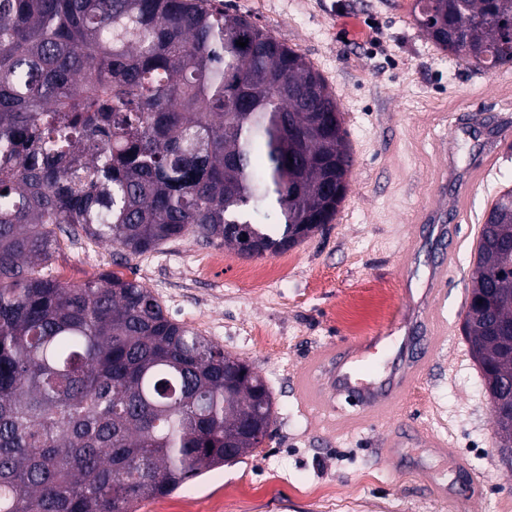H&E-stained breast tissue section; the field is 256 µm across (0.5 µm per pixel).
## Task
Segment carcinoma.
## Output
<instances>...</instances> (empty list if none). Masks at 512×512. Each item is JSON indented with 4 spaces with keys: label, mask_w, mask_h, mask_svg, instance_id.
Here are the masks:
<instances>
[{
    "label": "carcinoma",
    "mask_w": 512,
    "mask_h": 512,
    "mask_svg": "<svg viewBox=\"0 0 512 512\" xmlns=\"http://www.w3.org/2000/svg\"><path fill=\"white\" fill-rule=\"evenodd\" d=\"M413 16L448 55L512 66V0H415ZM352 163L325 78L245 15L0 0V512H137L273 422L258 372L139 280H58L62 237L130 257L184 236L284 252L334 220ZM510 248L506 186L471 276L469 303L489 313L462 329L512 434V334L491 325L512 327Z\"/></svg>",
    "instance_id": "cac0c4a2"
}]
</instances>
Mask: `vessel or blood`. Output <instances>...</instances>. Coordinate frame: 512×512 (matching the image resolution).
<instances>
[{"mask_svg": "<svg viewBox=\"0 0 512 512\" xmlns=\"http://www.w3.org/2000/svg\"><path fill=\"white\" fill-rule=\"evenodd\" d=\"M496 157L487 152L471 170L467 188L455 201L456 213H463L469 198V186L477 184L489 171ZM459 249L458 239L448 241L446 254L433 267L426 288L419 298L408 301L406 327L402 335L378 332L346 345L329 343L307 358L294 377V394L300 409L319 416L326 428L342 434L368 422L392 424L413 385L422 377L430 359L447 339L448 322L441 313L444 299L442 284ZM390 350L392 356L384 370H374L367 355ZM352 402L353 411L338 410L339 399ZM417 442L434 454L450 458L456 469L468 470L467 460L451 448L447 437L420 429ZM385 447L402 451L404 433L394 428Z\"/></svg>", "mask_w": 512, "mask_h": 512, "instance_id": "b4317fda", "label": "vessel or blood"}]
</instances>
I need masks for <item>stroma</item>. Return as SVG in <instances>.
<instances>
[{
	"instance_id": "obj_1",
	"label": "stroma",
	"mask_w": 512,
	"mask_h": 512,
	"mask_svg": "<svg viewBox=\"0 0 512 512\" xmlns=\"http://www.w3.org/2000/svg\"><path fill=\"white\" fill-rule=\"evenodd\" d=\"M306 56L340 104L353 157L335 220L282 253L247 258L183 237L125 258L116 245L62 241L53 273L81 284L118 273L144 283L168 314L253 365L274 403L268 436L254 452L188 482L138 512H499L512 498V464L461 326L471 289L473 230L497 193L512 186V68L476 73L421 34L413 0H222ZM498 153L470 191L465 219L453 200L478 154ZM447 168L444 195L431 192ZM447 214L463 244L448 271L443 313L451 334L401 417L453 442L484 480L477 501L455 505L430 493L439 482L464 492L467 478L424 448L382 453L388 426L332 435L300 411L293 376L322 346L398 331L404 289L424 287L446 248L423 210ZM424 248L406 255L409 238ZM272 268L268 283L251 272Z\"/></svg>"
}]
</instances>
